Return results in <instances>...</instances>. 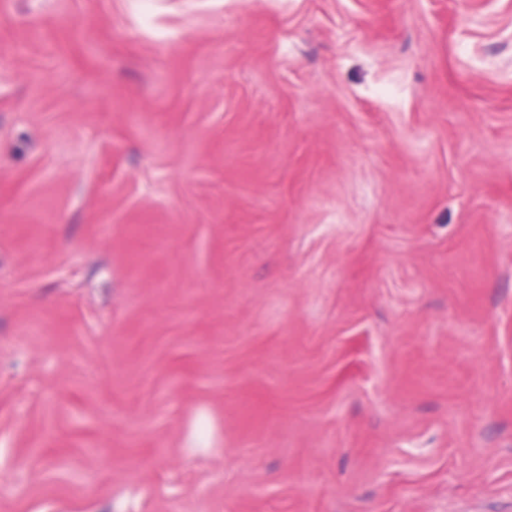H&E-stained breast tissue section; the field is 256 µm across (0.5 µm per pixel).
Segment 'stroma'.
<instances>
[{
  "label": "stroma",
  "instance_id": "obj_1",
  "mask_svg": "<svg viewBox=\"0 0 512 512\" xmlns=\"http://www.w3.org/2000/svg\"><path fill=\"white\" fill-rule=\"evenodd\" d=\"M0 512H512V0H0Z\"/></svg>",
  "mask_w": 512,
  "mask_h": 512
}]
</instances>
